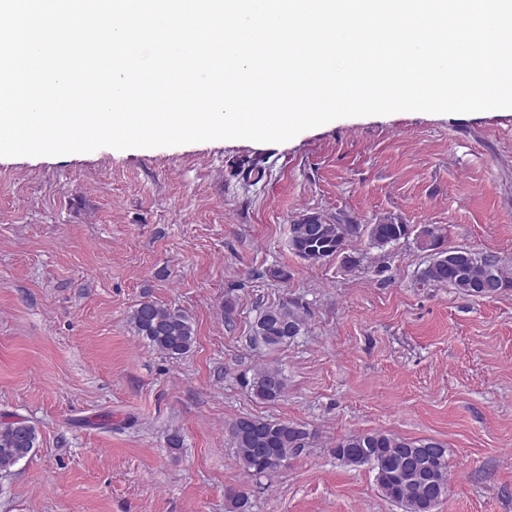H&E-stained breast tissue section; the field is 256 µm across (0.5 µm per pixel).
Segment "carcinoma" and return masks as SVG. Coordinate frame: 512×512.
I'll return each instance as SVG.
<instances>
[{"label": "carcinoma", "mask_w": 512, "mask_h": 512, "mask_svg": "<svg viewBox=\"0 0 512 512\" xmlns=\"http://www.w3.org/2000/svg\"><path fill=\"white\" fill-rule=\"evenodd\" d=\"M363 230L367 231L369 245L378 249L405 240L412 233L409 224H335L324 216H317L291 225V250L302 260L311 251L330 257ZM448 254V250L433 254L422 273L424 282L448 285L474 296L481 295L478 283L485 279L496 281V289L500 291L512 288V277L504 273L498 259L472 253L467 276L463 277L454 264L442 261ZM130 321L138 335L169 358L183 357L196 342V331L189 317L176 308L143 301L133 310ZM304 327L305 317L300 307L283 301L260 312L254 340L277 348L294 341ZM246 386L255 398L275 402L285 394L287 383L280 369L263 367L252 373ZM229 432L240 466L252 477L276 473L313 442V433L306 426L288 420L248 416L234 421ZM36 444L37 430L27 420L1 424L0 470H7L27 458ZM440 447L442 443L431 438L409 439L374 431L341 439L336 443L334 455L347 465L371 466L379 490L402 506L404 512H432L449 492L446 453L426 452L428 448ZM227 502L228 512H249V496L242 490L229 493Z\"/></svg>", "instance_id": "1"}]
</instances>
